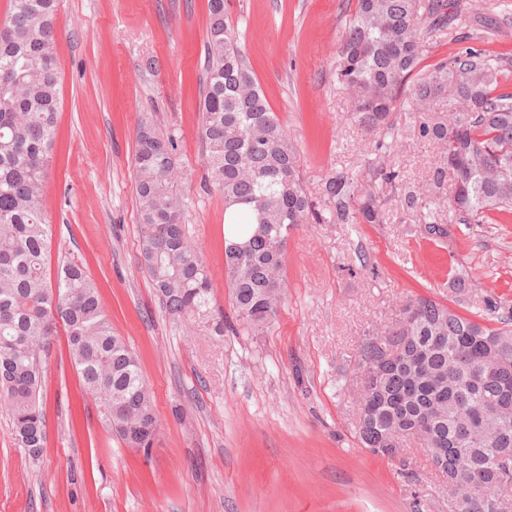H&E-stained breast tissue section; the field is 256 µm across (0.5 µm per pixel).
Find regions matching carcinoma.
<instances>
[{"instance_id":"cac0c4a2","label":"carcinoma","mask_w":512,"mask_h":512,"mask_svg":"<svg viewBox=\"0 0 512 512\" xmlns=\"http://www.w3.org/2000/svg\"><path fill=\"white\" fill-rule=\"evenodd\" d=\"M58 4L8 0V25L0 30V402L16 445L33 464L46 443L38 399L42 357L59 326L83 388L103 408L112 433L130 448H147L159 428L138 360L112 331L83 266L66 260L55 282L47 280L51 225L43 198L59 104ZM468 9L462 0H357L336 61V82L352 92L357 125L391 137L376 141L383 157L399 146L396 106L425 115L414 132L436 146L437 160L425 192L411 191L405 201L423 238L434 243L451 236L456 224L470 228L491 221L492 213L512 216V90L506 86L512 61L468 48L421 72L430 38L451 30ZM208 11L199 91L205 182L244 226L224 237L236 320L268 333L288 289L290 232L307 222L313 204L296 144L224 18V0H208ZM132 163L141 256L153 287L172 317H211L209 271L183 224L175 141L141 123ZM368 176L397 179L383 162ZM325 193L337 223H382L379 194L355 192L353 176L329 177ZM443 201L444 215L437 210ZM448 287L465 296L480 284L457 268ZM483 312L495 324L416 297L383 334L365 339L357 366L375 404L357 428L363 447L381 448L386 457L392 440L418 435L427 455L445 449L436 468L450 483L467 482L495 454L512 467V307L489 297ZM394 346L401 354L384 360ZM510 488L512 474L494 476L464 512H512Z\"/></svg>"}]
</instances>
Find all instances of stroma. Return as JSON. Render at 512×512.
I'll use <instances>...</instances> for the list:
<instances>
[{"label":"stroma","mask_w":512,"mask_h":512,"mask_svg":"<svg viewBox=\"0 0 512 512\" xmlns=\"http://www.w3.org/2000/svg\"><path fill=\"white\" fill-rule=\"evenodd\" d=\"M494 26L434 36L423 69L467 46L512 57V0H472ZM356 0H224V13L274 112L298 146L317 211L326 179L363 176L376 153L350 115L335 68ZM207 0H61L56 26L60 108L44 208L49 273L82 264L136 354L154 394L151 448L127 447L84 393L64 336L43 361L46 447L30 463L0 406V512H450L448 482L420 441L390 460L355 428L362 341L395 321L410 296L450 302L451 266L482 277L469 305L512 306V217L450 239L423 238L405 204L437 150L416 138L417 113L378 189L379 224L300 226L288 244L287 298L268 333L235 323L224 279V198L204 185L199 138ZM174 138L184 222L212 279L214 318L173 319L143 269L132 157L142 121Z\"/></svg>","instance_id":"1"}]
</instances>
